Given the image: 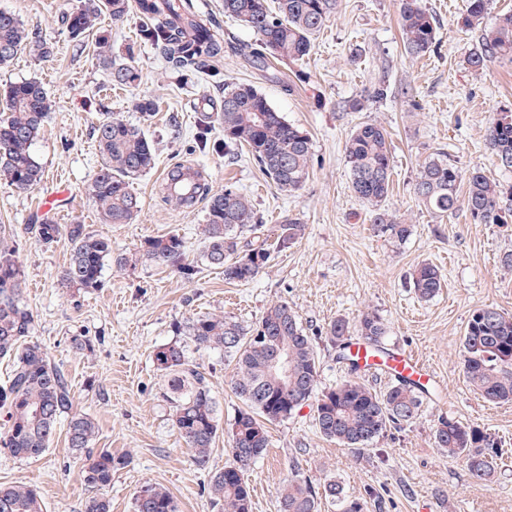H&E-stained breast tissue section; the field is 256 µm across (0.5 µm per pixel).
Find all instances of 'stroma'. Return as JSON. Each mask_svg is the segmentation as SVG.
Returning a JSON list of instances; mask_svg holds the SVG:
<instances>
[{
    "mask_svg": "<svg viewBox=\"0 0 512 512\" xmlns=\"http://www.w3.org/2000/svg\"><path fill=\"white\" fill-rule=\"evenodd\" d=\"M424 3L438 27V41L424 57L404 49L400 0H342L302 61L261 71L228 56L220 75L188 83L141 45L138 15L115 21L105 13L98 25L111 32L114 52L134 50L142 71L138 87L119 89L95 58L94 36L72 40L61 23L62 12L79 0H0V11L15 14L55 46L48 60L24 53L0 69V84L35 79L55 102L33 148L43 179L25 191L0 179V225L15 231L9 246L24 271V298L35 319L32 337L64 372L74 411L96 423L92 448L128 460L112 474V512H132L133 497L146 482L167 488L179 512H215L208 485L232 461L225 429L240 406L230 385L234 365L216 352L195 356L208 372L222 427L200 469L172 426L161 396L165 378L153 351L187 318L221 314L249 327L279 301L288 302L316 338L319 389L353 375L379 392L391 386L385 373H353L337 363L326 339L333 320L353 323L373 312L386 325L387 348H403L427 361L435 373V397L424 400L412 423L388 428L358 455L319 434L313 406L271 424L270 446L249 471L251 488L261 496L253 512H277L278 489L294 463L304 476L337 483L346 496L367 498L369 512H423L429 504L436 512H512V402H486L467 385L462 363L472 312L493 306L512 313V270L501 264L512 253V223L477 224L462 207L439 216L413 191L421 164L437 151L462 173L477 169L512 185V171L500 167L487 140L497 114L512 112V63L473 72L466 58L478 34L461 23L467 0ZM228 81L255 86L288 123L309 134L311 169L300 190L277 189L247 148L233 146L219 154L197 148L198 117L219 111ZM380 87L387 95L378 99L374 91ZM143 95L160 102L146 122L132 106ZM108 112L143 125L156 151L154 168L133 184L142 207L129 224L101 223L90 194L102 162L95 126ZM362 123L380 125L389 134L392 186L386 206L411 224L404 242L375 236L369 205L349 188L344 146ZM183 163L202 171L213 190L231 185L247 194L265 236L274 237L277 224L293 215L307 226L304 238L275 251L253 282H225L222 271L201 258L204 205L178 209L159 191L167 171ZM55 181L71 190L55 223L85 224L109 239L116 254L137 249L145 237L177 233L196 274L186 279L149 264L124 269L109 264L99 287H61L59 275L71 252L67 238L45 248L25 231ZM424 261L444 278L441 291L427 301L409 284L410 273ZM77 339L84 349L74 348ZM442 415L497 438L504 455L491 482L474 483L462 461L435 448L433 433ZM21 484L37 490L43 512H83L89 489L83 463L68 445L66 424L58 425L39 460L19 461L0 450V486Z\"/></svg>",
    "mask_w": 512,
    "mask_h": 512,
    "instance_id": "35a3bbf8",
    "label": "stroma"
}]
</instances>
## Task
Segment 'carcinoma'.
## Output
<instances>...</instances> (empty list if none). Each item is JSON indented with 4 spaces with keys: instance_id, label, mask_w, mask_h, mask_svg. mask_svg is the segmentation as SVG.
<instances>
[{
    "instance_id": "carcinoma-1",
    "label": "carcinoma",
    "mask_w": 512,
    "mask_h": 512,
    "mask_svg": "<svg viewBox=\"0 0 512 512\" xmlns=\"http://www.w3.org/2000/svg\"><path fill=\"white\" fill-rule=\"evenodd\" d=\"M340 5L341 0H273L271 4L268 0H224V16L255 34L254 42L243 45L224 40L223 30L200 14L193 0H81L80 6L63 14L62 23L70 37L79 40L93 30L100 14L106 12L120 20L133 10L147 19L139 29L140 42L155 49L171 72L196 76L220 71L226 53L263 70L276 63L301 61L312 51L314 35L336 16ZM489 6L490 0H468L463 17L465 27L480 31L478 46L466 60L477 73L503 60L512 62V14L499 15L486 29L482 24ZM400 17L406 51L416 57L430 52L437 30L423 0H401ZM53 50V43L27 30L14 14L0 11V68L21 53L46 60ZM95 52L109 67L112 86L140 84L141 71L133 53L115 56L111 35L99 32ZM51 107L48 90L35 79L0 87V178L18 189H30L42 180L33 145ZM133 108L147 120L156 111L157 101L139 96ZM216 120L224 126L222 141L212 138ZM197 135L201 145L217 152L231 145L247 147L260 170L281 191H295L309 177V134L286 122L251 84L224 83L220 112L202 113ZM487 136L501 167L511 171L512 113L494 119ZM96 138L102 163L90 192L98 215L104 224H130L140 210L132 183L155 166V149L142 127L115 114L99 120ZM344 155L352 193L371 207L373 233L394 242L405 241L411 226L385 208L392 174L386 130L372 123L358 126L346 141ZM463 181L467 190L461 198L458 186ZM202 189L206 213L201 257L209 266L223 270L228 282L253 281L274 248H286L305 235L306 225L288 216L278 225L276 242L271 244L247 196L227 186L214 192L205 181ZM414 194L439 216L463 206L478 224H506L512 218V185L492 181L478 170L465 178L442 152L422 164ZM29 230L44 247L62 236L70 241V260L60 275L65 288L99 287L109 257L120 268L144 263L187 276L193 272L186 262L185 242L177 233L147 238L136 251L114 257L108 239L88 232L83 224L43 219ZM245 231L252 237L241 239ZM23 283L21 266L10 252L0 250V358L12 360L11 374L0 386V410L7 417L0 447L15 459L36 461L49 450L60 420L71 415L69 447L77 456H85L84 479L91 492L84 512H110L106 489L112 484V471L127 459L109 452L95 454L89 448L96 424L87 414H70L73 394L64 374L47 349L32 340L34 315L23 299ZM442 283V274L430 263L418 265L411 275V286L421 300L434 297ZM261 331L266 339L259 342L255 336ZM356 332L363 343L381 350L386 327L380 316L362 315ZM327 335L338 348L336 360L358 370V361L349 354V322L336 319ZM201 350L234 362L231 390L242 403L228 429L233 461L210 484L213 504L220 512H251L249 471L269 447L267 425L288 419L312 401L318 432L357 453L389 426L413 422L428 393L420 382L410 380L383 392L356 379L318 390L319 362L313 339L283 301L268 307L250 328L218 314L190 317L176 326L175 339L155 350L154 361L166 376L162 397L169 404L172 426L199 468L208 463L220 429L207 373L193 358ZM280 351L288 354L286 386L277 383L271 373L273 357ZM462 357L466 382L473 391L489 402H512V313L494 307L473 311L462 340ZM434 443L448 459L463 460L474 482L493 478L501 448L480 427L443 417L436 425ZM324 496L338 500L341 512H367L364 498L346 497L332 482L320 487L296 469L280 491L278 512H319ZM0 512H42V506L30 486H0ZM133 512H178V506L168 491L145 483L134 496Z\"/></svg>"
}]
</instances>
